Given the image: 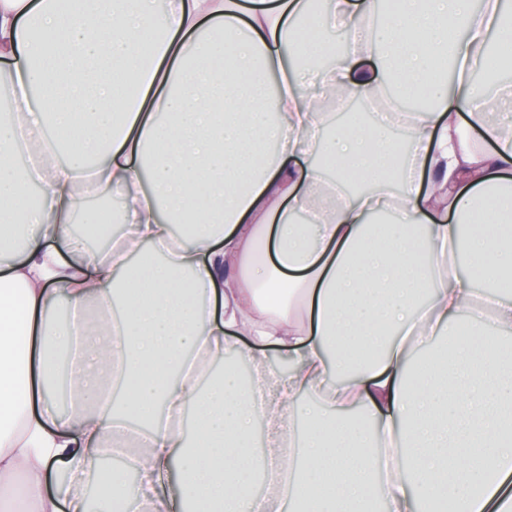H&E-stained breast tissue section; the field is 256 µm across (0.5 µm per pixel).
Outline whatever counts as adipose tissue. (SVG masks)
Returning a JSON list of instances; mask_svg holds the SVG:
<instances>
[{"label":"adipose tissue","instance_id":"obj_1","mask_svg":"<svg viewBox=\"0 0 512 512\" xmlns=\"http://www.w3.org/2000/svg\"><path fill=\"white\" fill-rule=\"evenodd\" d=\"M309 8L0 0V512H87L134 417L98 512H512V129L471 79L512 16L392 0L378 24L376 0H330L307 29ZM338 32L311 79L303 44ZM383 47L433 102L404 151L382 123L322 132L324 106L381 93L360 61ZM83 184L121 195L104 254L71 230L97 221ZM229 341L289 368L212 372Z\"/></svg>","mask_w":512,"mask_h":512}]
</instances>
